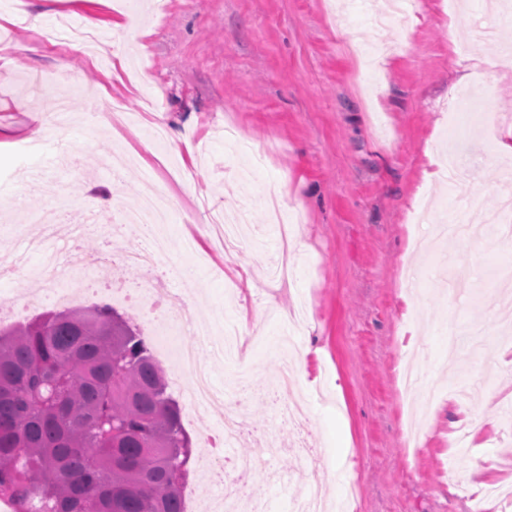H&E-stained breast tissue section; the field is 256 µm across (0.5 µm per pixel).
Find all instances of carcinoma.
Listing matches in <instances>:
<instances>
[{"mask_svg":"<svg viewBox=\"0 0 512 512\" xmlns=\"http://www.w3.org/2000/svg\"><path fill=\"white\" fill-rule=\"evenodd\" d=\"M191 441L131 319L0 328V497L14 512H183Z\"/></svg>","mask_w":512,"mask_h":512,"instance_id":"carcinoma-1","label":"carcinoma"}]
</instances>
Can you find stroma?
<instances>
[{"instance_id":"stroma-1","label":"stroma","mask_w":512,"mask_h":512,"mask_svg":"<svg viewBox=\"0 0 512 512\" xmlns=\"http://www.w3.org/2000/svg\"><path fill=\"white\" fill-rule=\"evenodd\" d=\"M498 13L483 0H421L418 24L377 26L367 0H29L21 17L0 0V326L37 315L22 307L43 289L29 273L41 253L27 242L47 223L62 240L87 226L63 257L79 270L70 285L88 304L111 303L85 259L137 248L139 236L112 226L167 183L168 243L148 274L169 282L168 306L195 309L180 345L203 330L221 335L225 319L248 312L249 429L229 454L252 456L259 437L273 441L270 468L253 470L248 490L272 498L275 512H291L313 485L349 512H475L473 485L512 483L503 432L512 308L490 276L512 265V240L481 233L512 167L496 151L512 127V70L496 63L512 48V25ZM492 22L494 38L475 48L487 65L457 87L449 40L470 42ZM147 86L168 133L156 151L148 127L131 119ZM115 98L124 113L99 128L96 113ZM61 100L81 148L46 147L42 120ZM483 108L494 111L493 132L476 122ZM228 126L265 155L262 168L223 138ZM450 151L466 180L423 185L426 153ZM243 208L234 254L208 237L183 251L209 210ZM462 268L478 286L459 299L448 280ZM241 276L252 289L229 292ZM298 308L294 344L308 353L295 365L299 431L270 398L282 318ZM408 350L428 380L469 387L465 406L441 399L414 440L400 380ZM223 412L182 415L197 464L184 491L195 502L226 490L223 469L210 464ZM466 414L485 425L459 441L455 423Z\"/></svg>"}]
</instances>
